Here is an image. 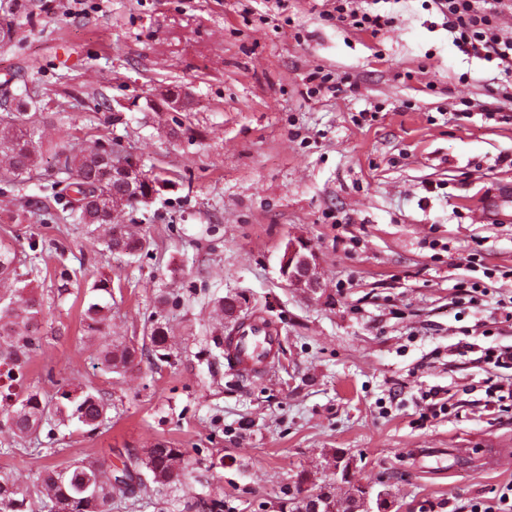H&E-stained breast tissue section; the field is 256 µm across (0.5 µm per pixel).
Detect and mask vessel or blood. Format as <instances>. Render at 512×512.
I'll use <instances>...</instances> for the list:
<instances>
[{
    "instance_id": "1",
    "label": "vessel or blood",
    "mask_w": 512,
    "mask_h": 512,
    "mask_svg": "<svg viewBox=\"0 0 512 512\" xmlns=\"http://www.w3.org/2000/svg\"><path fill=\"white\" fill-rule=\"evenodd\" d=\"M280 344V332L257 316L242 324L224 347V358L242 375H261L271 364Z\"/></svg>"
}]
</instances>
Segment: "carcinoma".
Segmentation results:
<instances>
[{"mask_svg":"<svg viewBox=\"0 0 512 512\" xmlns=\"http://www.w3.org/2000/svg\"><path fill=\"white\" fill-rule=\"evenodd\" d=\"M12 18L0 23V43L14 39L13 17L24 13V6L8 7ZM39 91L23 81L7 100L0 113V182L18 186L31 179L46 153L57 158L56 171L47 174L44 189L51 194L26 201L22 215L50 209V202L62 206L73 221L88 228L91 240L111 254L136 257L148 247V241L123 224L112 221V208H133L146 203L164 187V181L143 171L129 177L112 173V155L117 150L112 138L98 137L91 146L75 142L68 147H44L39 130L47 116L40 112ZM88 198L77 204L71 193ZM19 256L0 249V283L11 287L0 290V427L22 443L52 445L56 431L74 423L88 434L110 422L112 404L102 393L81 383L58 397L49 396L36 385L26 383L33 338L28 324L43 313V300L24 295L32 280L21 271ZM88 299L81 312L84 336L100 340L101 363L109 372L124 375L145 348L133 340L112 338V282L101 278L87 289ZM150 352L159 361L168 358V332L154 324L146 333ZM45 433V439L39 434ZM121 466L87 457L44 472L37 485H26L13 473L0 470V512H112L147 500L156 503L168 488L183 485L191 464L188 449L175 448L159 441L140 453L127 449L118 453ZM184 512H224L219 497L189 496Z\"/></svg>","mask_w":512,"mask_h":512,"instance_id":"carcinoma-1","label":"carcinoma"}]
</instances>
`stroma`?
Wrapping results in <instances>:
<instances>
[{"mask_svg": "<svg viewBox=\"0 0 512 512\" xmlns=\"http://www.w3.org/2000/svg\"><path fill=\"white\" fill-rule=\"evenodd\" d=\"M334 0H31L0 45V94L37 79L60 146L110 134L169 184L119 223L147 253L109 254L60 206L12 217L35 177L0 184V249L32 268L43 315L31 382L48 394L79 381L112 402L95 434L59 430L37 455L0 428V469L36 481L44 467L166 440L200 449L186 483L224 512H278L299 480L335 484L327 462L350 456L352 481L387 490L390 512H457L512 479L468 448L512 446V369L486 349L512 345L502 304L512 282L485 279L467 255L512 266V74L462 52L432 0H352L390 21L378 35L336 21ZM322 69L346 86L311 90ZM178 90L173 110L162 93ZM303 240L320 286L288 285L280 262ZM112 280V333L142 341L170 329V359L119 376L82 333L80 286ZM480 282L475 303L457 286ZM232 296L236 314L218 316ZM263 315L281 347L259 377H236L218 346ZM444 408L430 416L428 393ZM436 448L430 472L415 449Z\"/></svg>", "mask_w": 512, "mask_h": 512, "instance_id": "35a3bbf8", "label": "stroma"}]
</instances>
